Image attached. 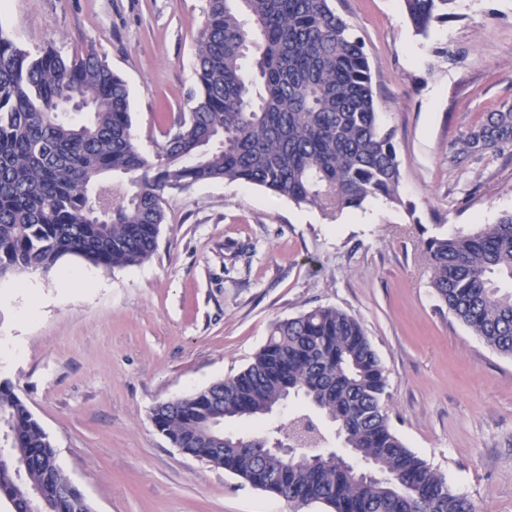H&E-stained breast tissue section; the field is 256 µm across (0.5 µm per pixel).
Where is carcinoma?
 <instances>
[{
    "label": "carcinoma",
    "instance_id": "obj_1",
    "mask_svg": "<svg viewBox=\"0 0 512 512\" xmlns=\"http://www.w3.org/2000/svg\"><path fill=\"white\" fill-rule=\"evenodd\" d=\"M197 39L198 91L156 156L140 150L124 81L95 53L31 57L0 32V278L48 272L64 256L103 268L150 259L165 223V194L197 183L261 187L334 219L372 198L401 203L394 135L384 129L364 42L333 0H207ZM455 0H402L417 33L448 19ZM88 106L82 123L72 104ZM512 140V112H491L465 141L471 153ZM102 210L101 223L91 214ZM435 294L495 352L512 357V212L475 231L423 240ZM386 377L362 322L316 307L275 322L254 361L189 396L162 402L152 421L175 448L301 506L326 512H475L446 477L391 430ZM313 404L345 447L383 475L367 479L336 457L291 459L267 481L232 444L214 451L204 423L217 413L259 418L286 397ZM10 447L29 459L28 485L56 512L69 480L26 404L0 383ZM326 442L313 418L253 436Z\"/></svg>",
    "mask_w": 512,
    "mask_h": 512
}]
</instances>
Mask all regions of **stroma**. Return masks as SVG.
Instances as JSON below:
<instances>
[{
    "label": "stroma",
    "instance_id": "35a3bbf8",
    "mask_svg": "<svg viewBox=\"0 0 512 512\" xmlns=\"http://www.w3.org/2000/svg\"><path fill=\"white\" fill-rule=\"evenodd\" d=\"M365 43L394 132L402 205L372 199L329 219L264 189L166 193L158 248L134 267L66 256L35 272L40 302L0 307V382L47 434L92 512H291L283 500L174 448L162 401L246 367L273 322L331 306L363 323L387 376L391 426L476 512H512V357L441 305L422 241L512 211V142L461 143L512 110V0H454L416 35L400 0H335ZM206 0H0V31L36 56L94 51L126 83L141 151L155 155L196 87ZM91 272L73 294L66 279Z\"/></svg>",
    "mask_w": 512,
    "mask_h": 512
}]
</instances>
